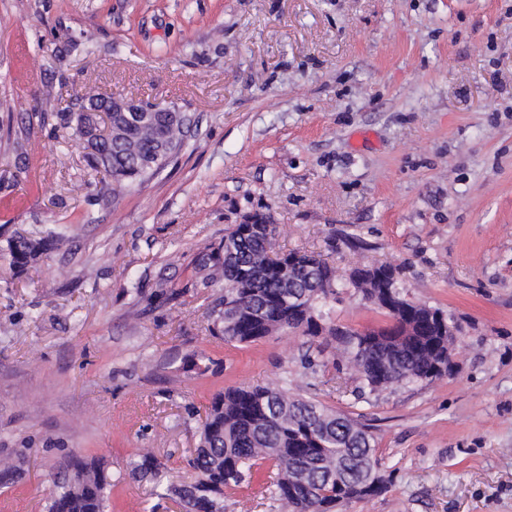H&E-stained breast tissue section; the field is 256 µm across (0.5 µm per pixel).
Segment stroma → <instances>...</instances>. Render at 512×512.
<instances>
[{
  "label": "stroma",
  "instance_id": "35a3bbf8",
  "mask_svg": "<svg viewBox=\"0 0 512 512\" xmlns=\"http://www.w3.org/2000/svg\"><path fill=\"white\" fill-rule=\"evenodd\" d=\"M88 85L194 119L111 203L57 121L31 118L46 87L66 107ZM256 213L274 251L394 266L453 318L451 374L373 391L337 342L319 372L310 337L212 335L223 290L195 259ZM45 224L69 247L16 274L7 239ZM335 311L389 322L352 289ZM284 377L374 436L386 489L343 512H512V0H0V463L18 467L0 512H46L71 454L103 461L107 512H179L129 461L190 479L213 396ZM268 483L225 490L224 512H276Z\"/></svg>",
  "mask_w": 512,
  "mask_h": 512
}]
</instances>
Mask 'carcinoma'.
Returning <instances> with one entry per match:
<instances>
[{
	"instance_id": "carcinoma-1",
	"label": "carcinoma",
	"mask_w": 512,
	"mask_h": 512,
	"mask_svg": "<svg viewBox=\"0 0 512 512\" xmlns=\"http://www.w3.org/2000/svg\"><path fill=\"white\" fill-rule=\"evenodd\" d=\"M93 41V33L81 32L57 57L58 63L64 64L67 54L81 46L93 47ZM107 97L88 88L77 96L74 111L59 107V100L48 94L32 116L42 124L55 119L70 130V138L84 151L88 173L101 184L99 196L109 200L115 192L113 180L126 186L141 184L172 163L185 145L188 128L172 112L117 113L110 117V132L94 136L98 116L90 108ZM274 232L264 224L246 231L230 228L225 233L229 244L221 242L196 257L205 282L224 283V295L211 309L210 331L238 343L275 333L332 336L351 355L372 390L445 375L435 365L448 361V336L440 334L430 319L431 308L409 306L411 321L418 328L416 336L401 340L382 336L365 347L357 330L338 336L332 302L326 300L323 287L326 272L336 270L311 252L314 266L294 265L288 277H282L278 267L288 264L297 252L271 259ZM69 243V227L49 224L34 233H15L7 241V251L12 266L21 273L40 255ZM374 270L384 276L378 284L337 281L335 287H352L370 300L397 275L386 264ZM320 322L326 328L319 329ZM265 465L275 470L267 486L270 497L288 512H335L385 489L380 476L369 474L378 467L373 436L348 416L291 394L286 378L272 386L227 389L212 398L189 459L190 481L171 482L164 464L151 453L131 463L133 472L152 483L153 492L162 490L178 499L183 512H224V489L240 486L252 477L253 468ZM52 483L49 512H105L111 481L96 460L73 456L57 469Z\"/></svg>"
}]
</instances>
